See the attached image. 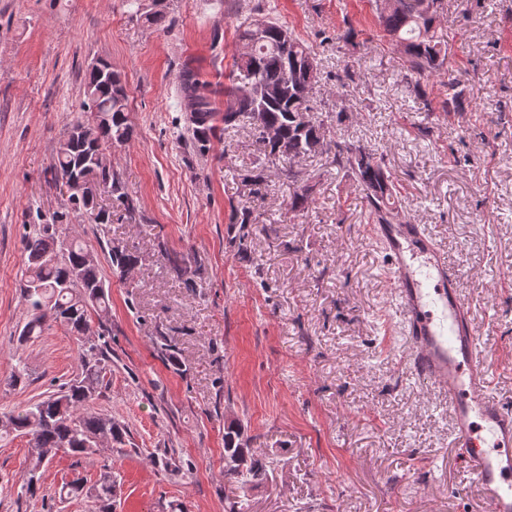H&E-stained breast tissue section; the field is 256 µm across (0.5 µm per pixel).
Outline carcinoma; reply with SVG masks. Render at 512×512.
<instances>
[{
    "mask_svg": "<svg viewBox=\"0 0 512 512\" xmlns=\"http://www.w3.org/2000/svg\"><path fill=\"white\" fill-rule=\"evenodd\" d=\"M421 0H376V13L384 33L402 48L404 60L401 72L404 78L421 79L442 73L448 41L438 32L440 18L447 10L445 0H437L438 8L427 16L419 8ZM255 20H244L237 27V35L245 51L224 75V110L216 102L217 89L197 70L188 79L179 75L181 98L193 95L198 87L208 89L203 112L205 122L197 128L183 127L197 152L208 150L211 137L224 123L229 133L241 124L250 126L254 146L259 154L282 163L279 173L294 185L289 209L300 212L312 201L313 186L293 166L295 159L317 156L330 158L329 164L349 173L362 187L368 207V217L390 213L388 204L397 197L396 185L387 173L383 156L377 149L364 144L348 143L327 137L324 121L312 112L309 93L318 81L321 69L314 51L289 29L276 21H266L265 36L255 37ZM288 33V51H283L282 34ZM90 66L84 79V108L92 113L107 115L102 124L87 123L88 136L75 133L70 125L59 142L56 160L50 168V181L59 184L79 178L89 172L93 158L115 142L128 144L135 129L127 113V94L121 75L102 69L106 64ZM441 85L448 91L443 106L448 111L461 109L464 90L452 76ZM109 183L112 195L133 215L138 207L125 191L122 176L114 170L102 173ZM71 210L87 215L98 225L111 223L110 214L95 209L82 201L70 203ZM68 211H57L49 219H42L25 234L27 267L22 293L27 303L28 319L19 332L18 340L31 342L42 336L47 314L66 326L79 341V365L70 381L59 386L34 403L0 413L7 424L0 425V436L18 434L28 438L29 464L26 473L43 475L61 449L78 458L94 457L100 445H123L127 428L112 418V414L92 408L103 386L109 367L107 342L89 339L92 316L99 325L109 315V294L105 289L96 257L80 238L62 237L60 228L67 222ZM235 234L228 240L238 254L248 251V240L254 227L250 211L243 207L230 221ZM159 252L166 258L170 270L185 283L191 273L187 256L171 252L163 243ZM112 272L124 277L140 262L137 252L124 247L109 249ZM224 457L236 461L224 469V479L246 494L267 480V469L250 441L244 437L240 422L232 420L224 426ZM119 483L112 471L100 473L95 483L88 485L80 478L62 486L63 499L86 498L95 512H113Z\"/></svg>",
    "mask_w": 512,
    "mask_h": 512,
    "instance_id": "obj_1",
    "label": "carcinoma"
}]
</instances>
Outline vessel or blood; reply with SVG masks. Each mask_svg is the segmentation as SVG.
I'll list each match as a JSON object with an SVG mask.
<instances>
[{
  "label": "vessel or blood",
  "mask_w": 512,
  "mask_h": 512,
  "mask_svg": "<svg viewBox=\"0 0 512 512\" xmlns=\"http://www.w3.org/2000/svg\"><path fill=\"white\" fill-rule=\"evenodd\" d=\"M385 252L415 377L447 407L449 438L490 512H512V408L493 393L486 344L428 225L369 224Z\"/></svg>",
  "instance_id": "b4317fda"
}]
</instances>
